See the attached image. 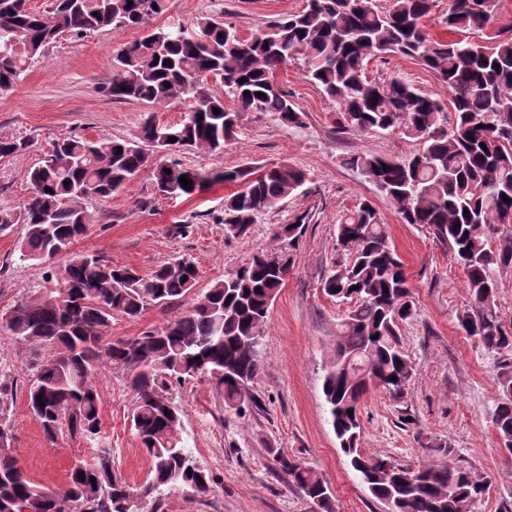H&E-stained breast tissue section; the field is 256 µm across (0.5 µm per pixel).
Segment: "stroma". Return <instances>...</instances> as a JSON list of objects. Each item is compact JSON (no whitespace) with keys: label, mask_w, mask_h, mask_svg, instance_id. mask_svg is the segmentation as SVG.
<instances>
[{"label":"stroma","mask_w":512,"mask_h":512,"mask_svg":"<svg viewBox=\"0 0 512 512\" xmlns=\"http://www.w3.org/2000/svg\"><path fill=\"white\" fill-rule=\"evenodd\" d=\"M303 6L304 0H166L154 23L167 27L220 18L249 37ZM141 35V29L126 27L59 37L16 87L0 91V135L30 143L26 152L0 159V206L24 207L31 195L29 171L62 135L130 139L147 114L163 125L183 120L184 103L116 102L107 93L113 53ZM367 75L372 80L397 75L440 99L448 97L431 71L405 56L370 62ZM275 80L304 112L303 127L246 112L238 135L223 151L184 149L166 155L193 169L286 162L304 170L307 182L261 215L248 236H229L219 222L232 186L219 183L190 197L165 198L155 192L146 169L111 197L87 201L94 221L72 246L73 251L101 254L143 275L164 261L190 257L201 291L253 254L283 251L289 258L288 274L264 327L262 368L252 386V401L239 411L225 407L221 389L207 376L191 378L172 392L182 410L183 437L212 482L210 492L201 497L173 490L165 512H314V504L281 469L275 457L279 451L327 478L336 512H386L385 504L348 465L328 422L322 393L323 377L336 359V326L343 308L322 292L320 283L340 258L337 224L366 198L388 224L391 245L412 286L416 314L403 325L401 338L415 371L400 399L374 389L364 396L360 446L367 454L401 465L431 463L474 472L488 482L477 512H512V456L503 452L490 417L497 395V360L479 348L456 319L469 303L463 268L428 229L402 223L393 203L343 163L346 156L367 152L400 157L418 149V142L397 131L367 136L340 132L335 102L311 85L299 66L279 70ZM300 215L306 218L302 234L296 247L286 248L279 232ZM175 224L191 225L192 230L183 237L171 235ZM24 234L20 224L0 234V317L43 288L49 268H61L68 261L64 254L49 266L23 259ZM193 302L189 296L175 308L151 306L134 320L114 316L108 337L135 338L188 310ZM48 355V350L0 329V370L13 381L9 451L32 480L59 488L77 458L92 456L96 445L65 436L48 442L32 415L27 384L35 364ZM96 382L112 464L127 483L139 485L147 477L148 461L129 425L136 399L127 372L105 366L99 368ZM440 440L451 445L452 456L432 452V444Z\"/></svg>","instance_id":"obj_1"}]
</instances>
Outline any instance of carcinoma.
<instances>
[{
	"instance_id": "obj_1",
	"label": "carcinoma",
	"mask_w": 512,
	"mask_h": 512,
	"mask_svg": "<svg viewBox=\"0 0 512 512\" xmlns=\"http://www.w3.org/2000/svg\"><path fill=\"white\" fill-rule=\"evenodd\" d=\"M433 3L393 0L382 10L377 0H306L302 11L242 39L233 27L209 18L193 27H153L163 0H133L131 6L128 0H48L38 12L27 0H0L1 91L21 81L62 35L139 27L144 35L113 55L110 97L189 103L180 123L160 125L150 114L132 139L57 138L29 172L32 191L23 210L0 208V233L24 225L22 256L49 262L87 232L93 218L85 202L107 199L129 184L149 154L221 151L237 135L242 112L303 126L304 113L275 82L277 71L297 64L336 102V124L343 132L398 130L422 143L404 157L361 153L348 156L345 165L392 201L402 223L429 229L463 265L472 302L458 314V324L487 353L500 357L490 416L503 450L512 455V332L496 305L498 277L512 270V240L495 246L491 238L496 225L512 223V37L486 45L436 40L423 26ZM496 13L497 0H448L442 25L456 34L482 31ZM390 55L410 57L431 70L447 87L450 105L399 76L369 79L368 63ZM213 78L224 86V95L212 88ZM226 97L237 109L225 107ZM28 148L26 139L0 137V158ZM183 175L192 181L188 190L179 182ZM152 176L154 190L167 198L190 197L217 183L236 185L224 197L221 218L224 231L236 237L246 236L259 216L306 182V174L288 163L199 170L158 160ZM336 230L345 262L321 285L326 296L349 308L338 323L336 362L322 389L340 448L371 495L392 512H472L487 482L470 471L398 465L359 448L364 395L380 387L399 399L413 377L401 326L416 309L404 263L371 200L359 201ZM287 271L288 260L255 254L215 281L188 311L134 339L112 341L106 335L114 315L136 319L149 306L178 304L195 290L197 267L182 256L141 275L100 254L72 255L48 279L49 286L21 299L0 322L11 335L53 351L27 390L28 407L46 439L53 443L68 435L98 448L71 466L62 488L35 483L8 452L9 374L0 372V512H164L174 489L209 493L211 478L186 446L169 390L209 375L222 388L226 407L245 402L261 369L270 306ZM103 365L129 370L136 393L130 428L150 468L138 487L114 471L112 449L101 444L96 371ZM276 459L316 512H335L325 477L279 451Z\"/></svg>"
}]
</instances>
